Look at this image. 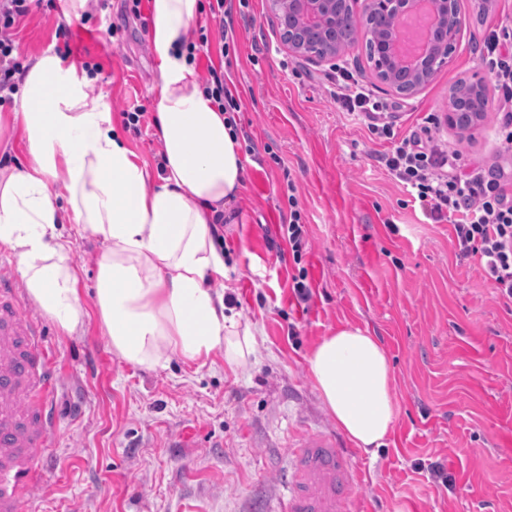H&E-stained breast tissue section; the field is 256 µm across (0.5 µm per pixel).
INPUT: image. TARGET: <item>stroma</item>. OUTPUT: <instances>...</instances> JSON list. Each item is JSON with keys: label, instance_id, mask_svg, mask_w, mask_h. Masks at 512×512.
Listing matches in <instances>:
<instances>
[{"label": "stroma", "instance_id": "35a3bbf8", "mask_svg": "<svg viewBox=\"0 0 512 512\" xmlns=\"http://www.w3.org/2000/svg\"><path fill=\"white\" fill-rule=\"evenodd\" d=\"M464 24L449 67L404 98L405 133L428 114L460 163L495 168L494 110L463 132L444 122L451 88L486 78L480 48L512 0L479 13L460 0ZM65 0L19 24L26 62L44 52L88 67V93L103 97L137 160L159 178L161 147L153 28L124 0H103L64 22ZM237 54L197 53L194 67L222 69L250 139L243 185L224 212L226 294L241 324L258 336L247 366L223 352L197 362L178 357L152 368L117 357L92 306L101 242L62 227L88 301L75 333L32 307L59 374L61 421L49 442L42 483L21 512H270L282 494L286 448L324 431L352 442L310 376L307 358L346 325L377 336L393 369L396 421L376 457L355 451L362 512H512V300L499 295L477 260L460 257L448 222L428 219L377 162L382 143L340 112L325 86L329 64L289 53L266 0L233 10ZM67 27L68 38L56 31ZM116 36H109V29ZM144 107L140 133L124 110ZM20 101L0 107V161L23 165L28 143L12 122ZM295 181L307 245L294 258L280 231L290 210L284 174ZM311 287L300 301L297 279Z\"/></svg>", "mask_w": 512, "mask_h": 512}]
</instances>
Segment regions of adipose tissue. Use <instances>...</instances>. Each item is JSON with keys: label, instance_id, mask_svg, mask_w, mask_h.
<instances>
[{"label": "adipose tissue", "instance_id": "obj_1", "mask_svg": "<svg viewBox=\"0 0 512 512\" xmlns=\"http://www.w3.org/2000/svg\"><path fill=\"white\" fill-rule=\"evenodd\" d=\"M157 61V132L164 174L150 175L113 125L92 78L51 53L25 72L16 118L28 139L26 167H0V245L14 256L28 296L63 331L84 321L70 222L99 237L95 306L113 353L139 366L163 352L195 362L220 351L230 367L247 363L255 331L231 314L219 285L224 250L212 218L236 197L245 162L226 114L200 87L185 49L199 0H151ZM63 183L67 206L51 188ZM309 373L352 443L376 455L395 422L393 371L368 330L337 329L312 350Z\"/></svg>", "mask_w": 512, "mask_h": 512}]
</instances>
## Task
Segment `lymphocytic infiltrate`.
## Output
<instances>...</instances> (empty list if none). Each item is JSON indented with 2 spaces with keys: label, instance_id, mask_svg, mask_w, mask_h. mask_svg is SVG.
<instances>
[{
  "label": "lymphocytic infiltrate",
  "instance_id": "obj_1",
  "mask_svg": "<svg viewBox=\"0 0 512 512\" xmlns=\"http://www.w3.org/2000/svg\"><path fill=\"white\" fill-rule=\"evenodd\" d=\"M34 0H0V104L16 90L23 68L16 40L21 18ZM497 101L495 144L499 157L512 159V24L491 31L479 54ZM330 95L338 108L363 118L370 134L391 142L378 157L388 175L400 183L432 220L452 224L462 257H474L501 296L512 299V173L477 165L462 167L458 151L448 150L436 135L437 119L398 135L385 117L395 101L375 96L344 67H337Z\"/></svg>",
  "mask_w": 512,
  "mask_h": 512
}]
</instances>
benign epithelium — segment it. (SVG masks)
Returning a JSON list of instances; mask_svg holds the SVG:
<instances>
[{"instance_id": "obj_1", "label": "benign epithelium", "mask_w": 512, "mask_h": 512, "mask_svg": "<svg viewBox=\"0 0 512 512\" xmlns=\"http://www.w3.org/2000/svg\"><path fill=\"white\" fill-rule=\"evenodd\" d=\"M270 10L280 17L282 41L288 50L315 62L335 58L344 46L336 38V19L353 10L356 0H267ZM436 35L427 54L416 63L398 59L394 51V30H382L375 14L396 20L411 11L414 0H366L363 14L357 18L375 78L403 96L417 94L455 52L463 19L459 0H433Z\"/></svg>"}]
</instances>
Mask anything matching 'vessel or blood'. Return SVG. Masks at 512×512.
Returning <instances> with one entry per match:
<instances>
[{
    "label": "vessel or blood",
    "instance_id": "vessel-or-blood-1",
    "mask_svg": "<svg viewBox=\"0 0 512 512\" xmlns=\"http://www.w3.org/2000/svg\"><path fill=\"white\" fill-rule=\"evenodd\" d=\"M58 426L54 360L43 330L13 282L0 277V512H20L42 478ZM288 455L291 475L275 512H348L357 466L332 436L306 433Z\"/></svg>",
    "mask_w": 512,
    "mask_h": 512
}]
</instances>
